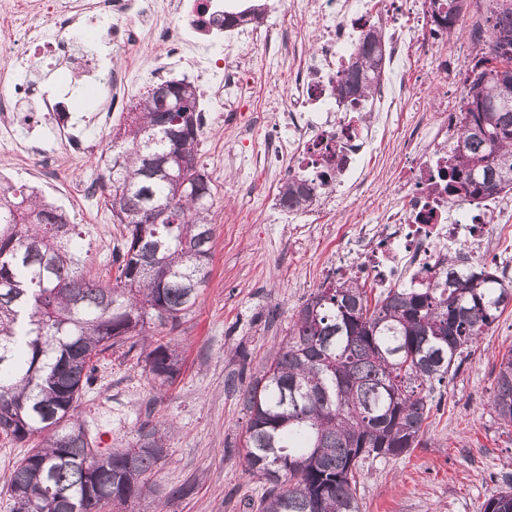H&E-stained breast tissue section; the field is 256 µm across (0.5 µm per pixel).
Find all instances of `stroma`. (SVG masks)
Returning a JSON list of instances; mask_svg holds the SVG:
<instances>
[{"label":"stroma","mask_w":512,"mask_h":512,"mask_svg":"<svg viewBox=\"0 0 512 512\" xmlns=\"http://www.w3.org/2000/svg\"><path fill=\"white\" fill-rule=\"evenodd\" d=\"M490 0L462 14L459 34L440 38L416 58L404 76L407 101L401 123L428 134L433 123L428 94L440 77L448 79V108L455 111L469 84L464 68L478 52L470 25L487 15ZM134 64L137 85L121 100L106 126L94 128L87 160L95 174L105 172L112 139L130 105L149 85L185 78V68L158 71L150 48L113 57L115 67ZM290 80L287 67L252 75L246 111L228 113L223 125L203 131L199 161L215 187V224L210 276L193 311L161 338L177 346L179 373L168 382L145 367L141 337L130 338L95 359L97 369L81 399L80 420L91 442L116 450L137 447L151 427L163 428L167 455L151 481L154 496L129 503L119 512H258L263 484L243 466L248 415L239 390L267 364L288 334L299 306L319 288L337 256L353 255L336 239L340 224L378 219L397 200L396 181L404 149L418 151L419 138L401 146L392 132L378 137L379 164L369 166L363 194L331 193L315 203L310 224H270L263 203H276L280 184L297 167L281 160L262 171L256 183L237 178L242 151L263 150L275 135L268 103ZM60 177L46 186L40 173L11 162L0 176L41 190L73 213L84 173L68 154L56 160ZM76 229L77 254L91 276L115 279L112 253L121 225L107 205L90 212ZM512 351V305L473 345L460 367L428 389L430 412L422 442L404 456L364 461L357 486L361 512H481L483 503L512 483V427L501 424L489 405L499 362Z\"/></svg>","instance_id":"1"}]
</instances>
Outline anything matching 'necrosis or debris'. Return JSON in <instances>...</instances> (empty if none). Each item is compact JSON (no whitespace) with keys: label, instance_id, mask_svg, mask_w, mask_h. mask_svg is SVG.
Wrapping results in <instances>:
<instances>
[{"label":"necrosis or debris","instance_id":"1","mask_svg":"<svg viewBox=\"0 0 512 512\" xmlns=\"http://www.w3.org/2000/svg\"><path fill=\"white\" fill-rule=\"evenodd\" d=\"M362 8L361 0H270L269 23L241 28L228 41L224 0H0V54L25 74L18 82L0 76V158H19L50 174L58 153L67 147L73 164L81 165L87 145L81 135L62 134L56 115L65 111V103L41 91L39 82L58 63L82 72L104 103L89 115L88 123L104 125L108 104L138 80L132 68H108L84 54L80 33L107 17L110 25L98 32L107 53L148 46L157 60L175 57L186 63L205 97L206 111L217 122L247 102L249 64L270 68L287 57L299 59L285 100L270 107L277 136L263 152L240 153L238 178L251 180L256 170L271 168L287 154L299 155L300 166L318 172L332 155L337 185L359 189L366 180L364 164L378 157L379 132L396 123L392 110L411 65L408 49L421 45L414 27L392 28L389 66L394 81L377 89L367 109L337 105L334 78L365 32ZM313 13L319 26L310 49L304 38H288L287 31L289 23ZM458 121V113L447 107L436 112L430 139L398 184L400 206L383 212L376 223L343 228L347 251L359 257L353 269L359 280L380 289L400 283L428 287L445 274L449 263L465 268L493 250V241L484 238L480 226L512 225V209L502 203L486 200L454 210L447 193L437 187L456 143Z\"/></svg>","mask_w":512,"mask_h":512}]
</instances>
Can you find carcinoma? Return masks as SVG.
<instances>
[{
  "label": "carcinoma",
  "mask_w": 512,
  "mask_h": 512,
  "mask_svg": "<svg viewBox=\"0 0 512 512\" xmlns=\"http://www.w3.org/2000/svg\"><path fill=\"white\" fill-rule=\"evenodd\" d=\"M469 0H424L426 14L453 32ZM478 24L484 45L466 64L469 91L460 108L448 195L465 204L512 192V112L499 111L512 92L485 64L512 62V0ZM382 26L365 31L354 59L336 73V99L346 106L380 86ZM184 108L195 124L177 122L150 86L112 141L101 182L112 218L124 225L113 251L115 282L82 272L71 248L74 228L60 207L33 187L0 179V433L19 442L40 437L14 467L13 512H101L150 492L165 457L157 428L139 447L94 460L78 407L92 359L143 337L145 363L156 378L177 371L174 346L151 341L146 327L175 326L196 305L208 277L214 227L213 185L199 161L203 118L196 87L182 79ZM190 157L186 193L175 196L150 163L170 153ZM322 180L289 177L278 201L288 211L310 207ZM164 206L167 221L146 210ZM512 304V284L470 267L429 288H391L369 304L352 277L324 282L297 310L288 336L259 376L240 390L250 414L243 461L264 481L260 512H361L356 494L362 461L394 458L420 444L429 413L424 387L442 381L463 354ZM490 406L512 425V352L502 356ZM482 512H512V491L489 498Z\"/></svg>",
  "instance_id": "obj_1"
}]
</instances>
